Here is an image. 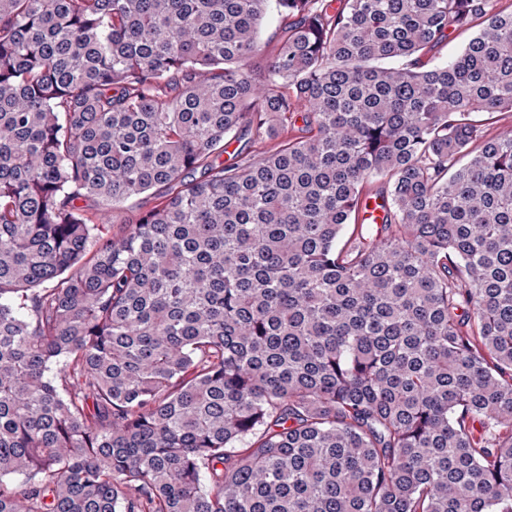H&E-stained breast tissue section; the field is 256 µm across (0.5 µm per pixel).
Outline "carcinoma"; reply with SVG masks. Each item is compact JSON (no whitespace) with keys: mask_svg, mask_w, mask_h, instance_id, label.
Here are the masks:
<instances>
[{"mask_svg":"<svg viewBox=\"0 0 512 512\" xmlns=\"http://www.w3.org/2000/svg\"><path fill=\"white\" fill-rule=\"evenodd\" d=\"M504 113L512 0H0V512H512ZM281 35L282 33L278 30L277 24L275 22L270 21L266 25L263 32V42L266 43L265 50L261 55L254 57L249 63L254 73H260L263 70L266 62L268 61L270 55L280 40ZM269 39L271 40L269 41ZM152 204L153 199L151 196L141 195L115 206L111 210L113 229L116 231L121 224L128 223L137 214L149 209Z\"/></svg>","mask_w":512,"mask_h":512,"instance_id":"cac0c4a2","label":"carcinoma"}]
</instances>
